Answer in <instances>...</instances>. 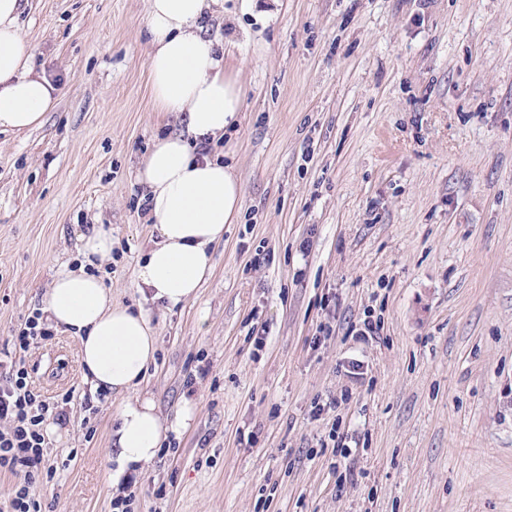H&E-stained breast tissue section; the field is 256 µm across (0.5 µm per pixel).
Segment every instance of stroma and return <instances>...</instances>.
Segmentation results:
<instances>
[{"instance_id":"1","label":"stroma","mask_w":512,"mask_h":512,"mask_svg":"<svg viewBox=\"0 0 512 512\" xmlns=\"http://www.w3.org/2000/svg\"><path fill=\"white\" fill-rule=\"evenodd\" d=\"M147 9L23 0L59 94L41 127L0 131V353L100 228L99 276L157 339L139 393L196 411L113 490L119 396L92 391L77 337L31 349L36 391L74 394L33 487L44 512L131 492L133 512H512V0H221L209 34L243 102L219 154L243 206L176 308L133 284L152 232L138 169L181 128L154 107ZM333 428L349 460L310 457Z\"/></svg>"}]
</instances>
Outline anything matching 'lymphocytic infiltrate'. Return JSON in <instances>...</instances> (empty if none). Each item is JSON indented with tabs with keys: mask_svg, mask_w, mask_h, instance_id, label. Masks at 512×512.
<instances>
[{
	"mask_svg": "<svg viewBox=\"0 0 512 512\" xmlns=\"http://www.w3.org/2000/svg\"><path fill=\"white\" fill-rule=\"evenodd\" d=\"M54 335L42 312H34L15 331L12 352L0 358V472L16 479L5 512H42L32 487L40 478L53 476L45 459L48 427L62 428L69 421L71 394L52 400L36 392L23 361L26 353Z\"/></svg>",
	"mask_w": 512,
	"mask_h": 512,
	"instance_id": "obj_1",
	"label": "lymphocytic infiltrate"
}]
</instances>
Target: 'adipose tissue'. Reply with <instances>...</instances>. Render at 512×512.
Here are the masks:
<instances>
[{"label":"adipose tissue","mask_w":512,"mask_h":512,"mask_svg":"<svg viewBox=\"0 0 512 512\" xmlns=\"http://www.w3.org/2000/svg\"><path fill=\"white\" fill-rule=\"evenodd\" d=\"M216 0H149L147 68L157 111L181 117L184 128L157 142L138 178L147 191L158 241L135 269L137 288L168 307L194 301L211 270V249L241 212L242 191L220 157L200 145L223 138L241 108L235 79L205 33ZM21 0H0V129L23 132L42 125L58 88L34 65L35 48L18 25ZM112 237L97 230L82 240L78 269L50 284L44 311L55 326L77 336L93 389L121 396L112 433L118 474L154 460L171 427H187L190 409L168 425L147 397L130 391L155 357L156 338L146 315L113 304L112 292L92 273L110 259Z\"/></svg>","instance_id":"obj_1"}]
</instances>
